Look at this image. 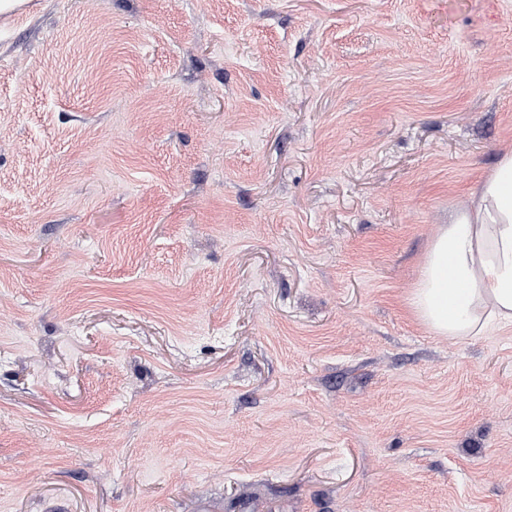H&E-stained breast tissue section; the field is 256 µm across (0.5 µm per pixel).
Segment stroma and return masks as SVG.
Instances as JSON below:
<instances>
[{
    "instance_id": "1",
    "label": "stroma",
    "mask_w": 512,
    "mask_h": 512,
    "mask_svg": "<svg viewBox=\"0 0 512 512\" xmlns=\"http://www.w3.org/2000/svg\"><path fill=\"white\" fill-rule=\"evenodd\" d=\"M512 150V0L0 14V512H512V325L407 298Z\"/></svg>"
}]
</instances>
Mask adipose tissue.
<instances>
[{"instance_id": "ef3b65f1", "label": "adipose tissue", "mask_w": 512, "mask_h": 512, "mask_svg": "<svg viewBox=\"0 0 512 512\" xmlns=\"http://www.w3.org/2000/svg\"><path fill=\"white\" fill-rule=\"evenodd\" d=\"M407 304L438 336L475 337L512 325V152L440 226Z\"/></svg>"}]
</instances>
